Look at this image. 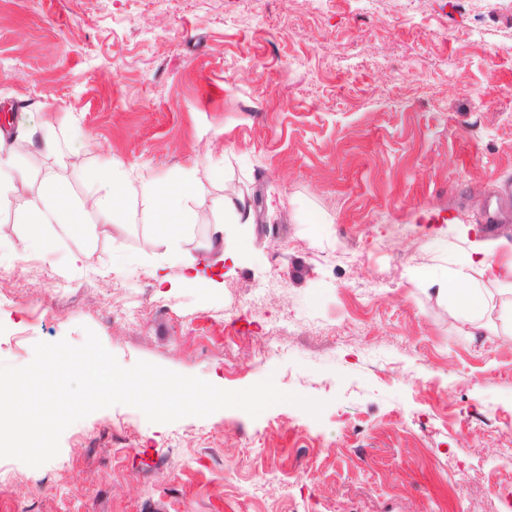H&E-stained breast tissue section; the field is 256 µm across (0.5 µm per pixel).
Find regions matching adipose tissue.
I'll use <instances>...</instances> for the list:
<instances>
[{
    "label": "adipose tissue",
    "mask_w": 512,
    "mask_h": 512,
    "mask_svg": "<svg viewBox=\"0 0 512 512\" xmlns=\"http://www.w3.org/2000/svg\"><path fill=\"white\" fill-rule=\"evenodd\" d=\"M88 180L97 189L80 202L72 199L53 173H45L38 184H31L13 143L0 138V205L16 204L17 223L60 224L73 233L79 229L80 213L93 211L101 223L110 224L131 198L155 203L161 235L193 221L186 204L188 194L197 188L191 176H184L174 185L149 179L133 182L115 167L89 174ZM451 230L464 247L447 267L431 277V286L447 300L461 328L488 336H511L512 245L471 239V228L466 224L452 225Z\"/></svg>",
    "instance_id": "adipose-tissue-1"
}]
</instances>
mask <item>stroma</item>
<instances>
[{
    "mask_svg": "<svg viewBox=\"0 0 512 512\" xmlns=\"http://www.w3.org/2000/svg\"><path fill=\"white\" fill-rule=\"evenodd\" d=\"M33 174L194 171L180 252L221 281L172 288L153 204L85 231L0 208V332L322 402L156 428L127 405L32 468L0 459V512H512V335L467 336L421 281L427 228L512 243V0H0V111ZM87 143L48 156L26 129ZM242 197L247 224L217 210ZM499 210L490 224L486 215ZM247 237L238 265L212 225ZM52 244L30 247L31 230ZM90 251L88 264L71 257Z\"/></svg>",
    "mask_w": 512,
    "mask_h": 512,
    "instance_id": "1",
    "label": "stroma"
}]
</instances>
